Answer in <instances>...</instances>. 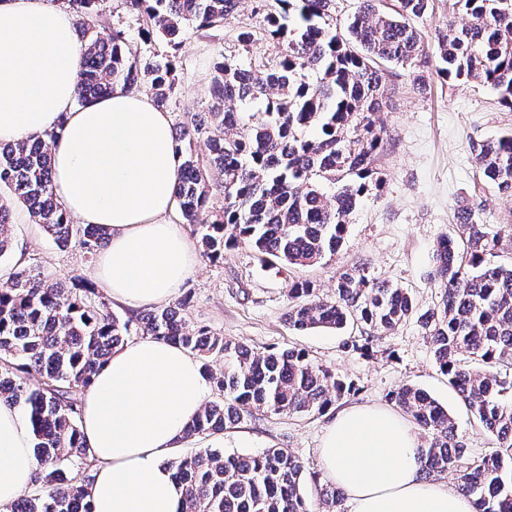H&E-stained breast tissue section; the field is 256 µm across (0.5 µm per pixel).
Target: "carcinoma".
<instances>
[{
  "mask_svg": "<svg viewBox=\"0 0 512 512\" xmlns=\"http://www.w3.org/2000/svg\"><path fill=\"white\" fill-rule=\"evenodd\" d=\"M333 0H253L258 25L238 34L252 48L271 40L275 60L241 67L225 58L213 65L211 104L188 112L175 129L181 158L175 198L183 223L199 238L203 255L249 246L266 264L313 266L333 256L361 198L379 188L381 143L375 115L387 104L378 64L409 68L421 52L418 29L429 0H397L385 11L376 0L343 26L329 14ZM472 23L448 26L437 41V73L478 81L512 108V0H457ZM78 17L84 44L76 102L102 97L120 83L144 86L157 108L170 107L177 74L170 55L141 62L125 34L111 28L96 0H66ZM149 34L175 51L188 30L221 32L240 0H126ZM485 182L512 196V133L473 146ZM224 208L209 210L213 186ZM0 257L11 251L13 205L25 206L56 243L72 242L88 255L108 243L107 228L71 223L52 184L48 140L0 144ZM464 240L446 237L434 250L438 306L418 317L433 358L462 403L494 441L497 451L472 457L457 438L455 421L424 390L404 384L389 398L424 433L420 473L451 476L474 512H512V259L495 262L501 231L472 222L459 210ZM415 310L411 295L358 267L336 272L334 297L322 299L311 282L289 288L288 326L296 331L341 330L360 323L367 335L348 346L371 352L375 335L394 330ZM180 345L203 360L218 395L187 424L185 435L216 436L258 412L322 415L355 387L314 365L296 346L258 352L206 328H191L179 305L133 318L112 313L97 288H77L18 260L0 277V402L28 416L36 470L31 494L11 512H93L86 486L97 460L80 430L82 400L94 375L132 335ZM221 358L224 367L211 368ZM37 386L30 385L33 377ZM183 496V512H335L342 491L305 470L286 448L256 456L200 448L168 462ZM316 502L301 492L305 482Z\"/></svg>",
  "mask_w": 512,
  "mask_h": 512,
  "instance_id": "cac0c4a2",
  "label": "carcinoma"
}]
</instances>
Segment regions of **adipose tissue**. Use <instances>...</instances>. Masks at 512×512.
<instances>
[{
  "instance_id": "1",
  "label": "adipose tissue",
  "mask_w": 512,
  "mask_h": 512,
  "mask_svg": "<svg viewBox=\"0 0 512 512\" xmlns=\"http://www.w3.org/2000/svg\"><path fill=\"white\" fill-rule=\"evenodd\" d=\"M82 46L70 10L0 0V143L49 137L53 189L66 211L110 243L94 279L113 302L140 309L172 297L194 270L190 243L167 219L181 160L167 113L123 86L76 105ZM208 392L187 350L144 336L115 350L84 395L81 429L97 460L94 512H181L167 464ZM418 441L389 408L339 411L320 448L326 477L353 512H473L468 496L419 476ZM35 469L24 411L0 404V512Z\"/></svg>"
}]
</instances>
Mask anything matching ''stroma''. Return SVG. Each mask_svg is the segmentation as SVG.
Listing matches in <instances>:
<instances>
[{
	"label": "stroma",
	"instance_id": "1",
	"mask_svg": "<svg viewBox=\"0 0 512 512\" xmlns=\"http://www.w3.org/2000/svg\"><path fill=\"white\" fill-rule=\"evenodd\" d=\"M99 9L113 26L124 31L140 58L164 52L162 43L148 39L137 14L126 8L124 0H100ZM468 21L455 0H431L428 12L417 20L423 52L415 71L422 76V90L413 89L408 70L384 64L388 106L376 115L382 138L376 167L384 182L380 190L360 201L335 256L295 269L263 266L246 246L225 250L223 260L217 262L199 255L176 298L186 301L185 317L192 327H206L258 352L303 348L313 363L356 384L357 393L342 399V406H389L390 391L403 384L425 390L453 417L458 438L469 454L482 457L493 454L495 446L435 365L429 340L417 319L440 300V289L432 277L433 253L441 236H461L454 211L457 201L470 203L477 223L493 228L512 226V198L483 181L471 153L472 144L512 132V108L502 105L489 87L448 79L436 71L438 32L447 24ZM255 22L251 0H242L223 36L185 35L175 58L179 81L169 109L172 123H179L184 113L206 111L216 58L246 66L277 56L276 44L267 42L249 52L237 41V33L254 27ZM12 223L13 249L0 258V272L22 259L54 278L92 282L93 260L78 247L58 248L26 208H13ZM342 267L362 268L372 277L404 288L417 303V315L393 331L378 334L374 351L368 355L345 347L349 336L361 335V328L349 333L298 332L284 319L292 280L308 279L320 297L329 298L334 294L336 271ZM332 419L329 412H261L231 425L222 437L190 441L186 450L191 453L219 446L228 455H256L271 447L286 448L307 470L317 472L321 469L320 447Z\"/></svg>",
	"mask_w": 512,
	"mask_h": 512
}]
</instances>
